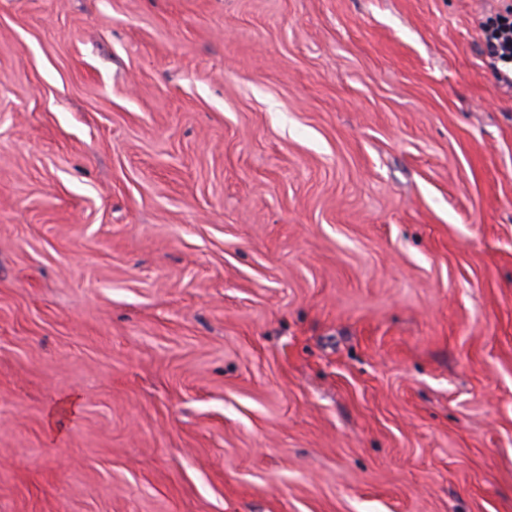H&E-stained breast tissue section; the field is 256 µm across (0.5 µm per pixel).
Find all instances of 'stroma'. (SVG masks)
<instances>
[{"instance_id":"stroma-1","label":"stroma","mask_w":512,"mask_h":512,"mask_svg":"<svg viewBox=\"0 0 512 512\" xmlns=\"http://www.w3.org/2000/svg\"><path fill=\"white\" fill-rule=\"evenodd\" d=\"M501 0H0V512H512ZM491 30L482 29L486 65L500 86L512 89V4L506 3Z\"/></svg>"}]
</instances>
